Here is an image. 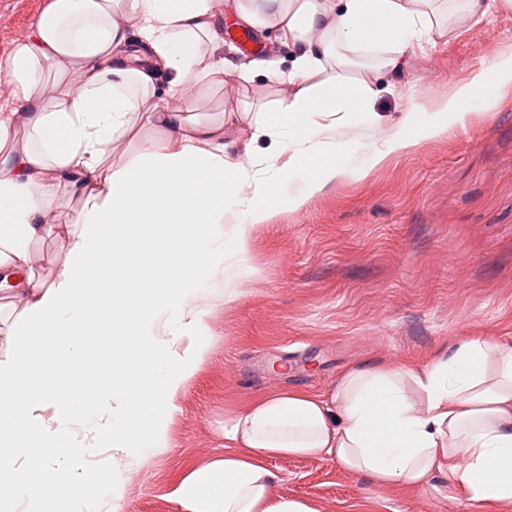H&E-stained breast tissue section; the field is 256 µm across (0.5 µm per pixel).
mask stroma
Masks as SVG:
<instances>
[{
  "label": "stroma",
  "mask_w": 512,
  "mask_h": 512,
  "mask_svg": "<svg viewBox=\"0 0 512 512\" xmlns=\"http://www.w3.org/2000/svg\"><path fill=\"white\" fill-rule=\"evenodd\" d=\"M48 0H0V55L25 35ZM512 49V11L450 27L436 44L418 41L403 70L385 74L372 102L374 128L337 124L340 140L384 147L414 105L447 98L473 71ZM286 39L255 35L224 42L239 64L282 60ZM278 85L244 87L225 76L210 105L232 111L278 99ZM275 207L246 228L245 271L231 301L211 302L201 361L166 417V445L147 449L122 484H113L109 441L91 417L92 441L61 464L119 512H182L173 492L192 469L222 456L224 427L257 397L301 387L330 393L350 365L371 360L425 364L457 339L491 337L512 345V85L490 109L470 112L440 135L388 154L366 175L339 174L309 191L294 173ZM274 501L312 512H496L468 502L447 474L426 490L380 487L366 475L321 458L277 457Z\"/></svg>",
  "instance_id": "obj_1"
}]
</instances>
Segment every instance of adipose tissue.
<instances>
[{
    "instance_id": "adipose-tissue-1",
    "label": "adipose tissue",
    "mask_w": 512,
    "mask_h": 512,
    "mask_svg": "<svg viewBox=\"0 0 512 512\" xmlns=\"http://www.w3.org/2000/svg\"><path fill=\"white\" fill-rule=\"evenodd\" d=\"M221 0H49L30 35L0 56V286L18 315L0 357V512H100L56 457L86 417L102 419L111 452L126 439L164 444L170 411L202 354L209 312L203 275L224 269V297L241 277L244 226L264 222L283 182L310 190L374 166L384 152L322 137L337 117L375 124L379 73L396 70L416 40L445 37L449 21L486 14L491 0H235L241 24L291 45L289 69L253 60L240 83L281 88L273 105L199 121L191 105L223 77ZM168 76L165 90L157 71ZM512 83V50L448 99L416 105L388 149L431 139L487 108ZM144 124L119 162L115 134ZM274 138L271 174L227 153L230 137ZM387 149V150H388ZM80 201L62 224L63 196ZM232 218L239 230L225 237ZM62 243L51 281L33 246ZM109 326L90 358L85 336ZM234 449L192 470L174 495L184 512H311L272 502L268 459L317 457L375 484L425 489L447 473L470 502L512 512V346L463 338L424 365L365 361L330 395L304 390L255 399L224 432Z\"/></svg>"
}]
</instances>
